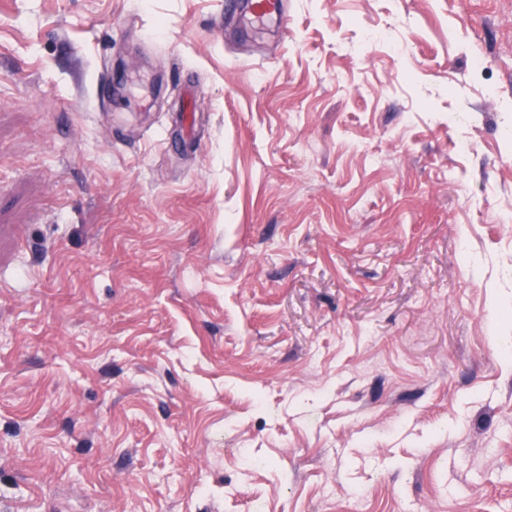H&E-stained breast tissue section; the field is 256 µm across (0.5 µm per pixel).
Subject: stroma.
Listing matches in <instances>:
<instances>
[{
  "label": "stroma",
  "mask_w": 512,
  "mask_h": 512,
  "mask_svg": "<svg viewBox=\"0 0 512 512\" xmlns=\"http://www.w3.org/2000/svg\"><path fill=\"white\" fill-rule=\"evenodd\" d=\"M229 2L0 0V512H512V0Z\"/></svg>",
  "instance_id": "obj_1"
}]
</instances>
